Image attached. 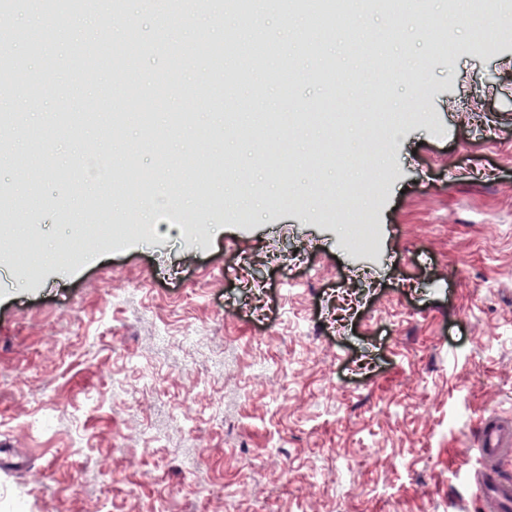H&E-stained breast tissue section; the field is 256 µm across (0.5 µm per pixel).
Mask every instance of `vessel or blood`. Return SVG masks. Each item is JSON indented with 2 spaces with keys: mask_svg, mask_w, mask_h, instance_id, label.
Wrapping results in <instances>:
<instances>
[{
  "mask_svg": "<svg viewBox=\"0 0 512 512\" xmlns=\"http://www.w3.org/2000/svg\"><path fill=\"white\" fill-rule=\"evenodd\" d=\"M473 453L479 463L471 473L479 512H512V479L501 475L512 463V415H485L478 425Z\"/></svg>",
  "mask_w": 512,
  "mask_h": 512,
  "instance_id": "vessel-or-blood-1",
  "label": "vessel or blood"
}]
</instances>
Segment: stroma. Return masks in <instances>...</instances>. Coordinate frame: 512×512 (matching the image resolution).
<instances>
[{
    "mask_svg": "<svg viewBox=\"0 0 512 512\" xmlns=\"http://www.w3.org/2000/svg\"><path fill=\"white\" fill-rule=\"evenodd\" d=\"M139 13L144 52L136 84L83 75L81 45L103 39L112 18L67 21L52 51L8 45L18 73L48 76L40 112L12 83L0 109V186L18 219L0 229V512L26 494L30 512H476L469 474L480 418L512 414V41L480 36L458 18L441 43L435 0L404 19L393 56L425 60L424 85L391 88L390 104L417 101L379 170L324 167L348 215L349 186L381 178L369 201L378 248L362 253L344 225L321 220L307 170L292 173L300 205L279 206L265 155L275 141L227 136L223 101L202 105L194 127L145 130L129 102L159 81L184 95L215 80L214 62L170 74L155 10ZM340 87L310 74L304 48L292 111L369 113L350 75L363 50L328 53ZM70 78L68 97L52 83ZM109 104L126 111L119 133L70 125L69 116ZM43 131L24 139L26 128ZM209 132L207 141L193 128ZM361 132L301 125L299 154L352 153ZM219 150L258 186L247 222L201 213L193 157ZM106 152L135 159L146 176L167 157L185 184L201 231L148 226L138 197L112 210L132 227L100 240L85 258L57 259L80 226L66 217L95 195L73 166ZM36 193L38 207L27 203ZM38 257L29 276L20 255ZM51 414L50 427L36 426Z\"/></svg>",
    "mask_w": 512,
    "mask_h": 512,
    "instance_id": "35a3bbf8",
    "label": "stroma"
}]
</instances>
